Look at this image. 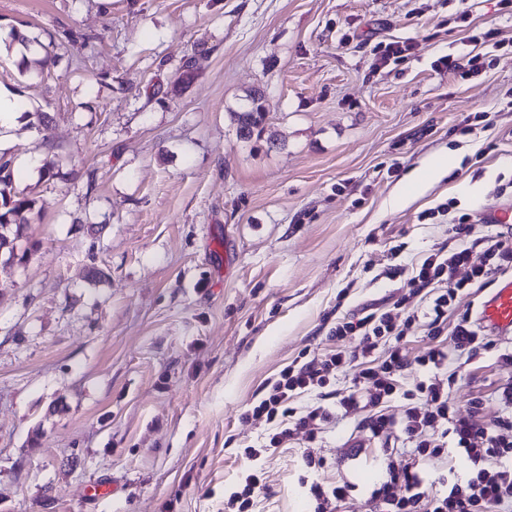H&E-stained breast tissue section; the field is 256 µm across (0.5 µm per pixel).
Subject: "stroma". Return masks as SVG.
<instances>
[{
    "instance_id": "1",
    "label": "stroma",
    "mask_w": 512,
    "mask_h": 512,
    "mask_svg": "<svg viewBox=\"0 0 512 512\" xmlns=\"http://www.w3.org/2000/svg\"><path fill=\"white\" fill-rule=\"evenodd\" d=\"M13 27L78 40L38 77L0 53V89L49 117L40 131L26 114L0 141L35 202L0 274V512H224L266 430L242 420L248 404L305 352L356 351L358 337L329 340L339 319L422 308L387 268L451 247L463 216L502 232L484 214L512 208L500 0H0ZM490 29L503 46L471 43ZM199 42L209 57L176 83ZM391 42L407 57L382 60ZM472 51L489 62L478 74L435 67ZM254 88L280 145L230 123ZM448 152L439 180L394 202ZM92 266L105 278L86 280ZM493 341L448 361L455 408L481 399L486 421L512 380V337ZM359 421L262 459L253 512L310 510V483L344 478L342 512H370L383 448Z\"/></svg>"
}]
</instances>
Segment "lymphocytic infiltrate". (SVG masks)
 Instances as JSON below:
<instances>
[{
	"instance_id": "f902f5d3",
	"label": "lymphocytic infiltrate",
	"mask_w": 512,
	"mask_h": 512,
	"mask_svg": "<svg viewBox=\"0 0 512 512\" xmlns=\"http://www.w3.org/2000/svg\"><path fill=\"white\" fill-rule=\"evenodd\" d=\"M455 245L424 257L413 269H388L390 278L404 281L405 299L424 290L434 296L418 312L398 319L392 310H364L337 323L330 338L360 339L358 356L339 351L318 354L301 364L284 368L266 395L250 404L243 420L265 419L270 430L259 445L242 451L244 474L227 501L232 512H253L254 499L262 487L263 472L257 463L271 451L286 447L295 436L315 441L331 417L362 414L361 425L368 437L387 442L381 459L382 474L370 492L373 512H512V383L496 389V415L484 423L473 415L459 413L451 404L449 390L455 382L448 373V356L470 357L482 348L485 333L470 316L449 320L448 307L467 289L485 287L497 275L512 273V241L504 236H475L466 219L449 224ZM480 263H473L474 251ZM425 327L432 346L416 360H409L401 343L412 326ZM449 332L454 349L438 345L442 332ZM383 358H376V351ZM422 367L427 377L405 389L399 374L410 363ZM351 373L352 384L330 406L317 405L299 412L289 407L293 396L330 385L340 373ZM401 400L403 420L386 410ZM399 438L404 449L391 447ZM457 465L444 469L447 458Z\"/></svg>"
}]
</instances>
